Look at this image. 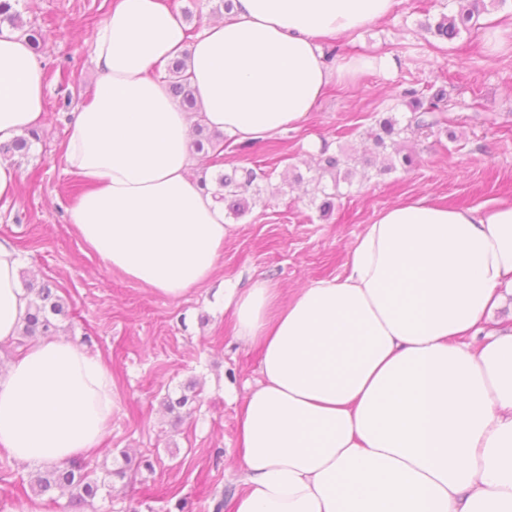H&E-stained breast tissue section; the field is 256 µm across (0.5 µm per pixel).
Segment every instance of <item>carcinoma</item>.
Segmentation results:
<instances>
[{
	"mask_svg": "<svg viewBox=\"0 0 512 512\" xmlns=\"http://www.w3.org/2000/svg\"><path fill=\"white\" fill-rule=\"evenodd\" d=\"M460 7L453 14H443L435 23L427 24V30L434 36L452 41L462 31L473 26L481 12L486 10L485 0H459ZM0 22H7L13 28L23 31L33 49L40 48L43 41L41 30L31 26L26 27L20 12L9 0H0ZM186 57L173 61L167 68L166 81L176 100L192 112L198 111L194 91L186 76ZM404 96L409 98L407 105L411 115L406 124L393 117H382L376 121V125L370 132V139L374 148L381 150L389 157V163L385 170H392L400 165L410 168L414 165L413 154L402 152L403 136L407 134H423L446 124L444 116L447 94L439 89L430 97L425 98L418 92L407 89ZM39 139L37 133H31V137H22L9 145H0V155L6 159L15 157L24 158L28 155L30 139ZM345 161L338 155L327 153L322 149L318 162L320 175H327L333 182V187H338L340 181L348 179L352 175L350 169H342ZM257 179V173L252 169L243 172L233 171L231 175L218 174L215 178L216 189L214 197L227 205V210L234 216H239L245 211L244 203L239 199L242 188L251 186ZM34 292V300L31 309L27 313L21 336L38 337L52 336L58 330V317L67 315L63 299L57 294V289L49 282L38 288H30ZM97 466L89 461H72L63 466H56L42 472L31 484L32 491L37 495L49 492H57L70 496V504L85 505L94 499L99 491L98 478L95 477Z\"/></svg>",
	"mask_w": 512,
	"mask_h": 512,
	"instance_id": "carcinoma-1",
	"label": "carcinoma"
}]
</instances>
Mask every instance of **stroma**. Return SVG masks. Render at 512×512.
I'll return each mask as SVG.
<instances>
[{"instance_id":"obj_1","label":"stroma","mask_w":512,"mask_h":512,"mask_svg":"<svg viewBox=\"0 0 512 512\" xmlns=\"http://www.w3.org/2000/svg\"><path fill=\"white\" fill-rule=\"evenodd\" d=\"M111 0H20L24 22L41 27L36 59L47 90V122L27 157L19 159L18 191L0 203V239L22 258V283L52 282L67 305L58 339L102 356L120 398L107 434L94 454L107 468L125 458L145 467L112 478L97 497L73 510L68 496L43 499L44 512H231L236 492L238 415L259 376L261 353L234 337L224 289L257 278L293 294L319 279L340 275L366 224L404 200L429 198L445 206L478 207L512 199V43L489 54L482 31L436 39L424 27L457 9L456 0H394L390 14L359 39L339 38V59L388 54L398 62L385 73L367 70L354 81L329 85L308 122L272 139L240 147L224 140V159L203 158L194 176L259 172L247 191L248 210L225 215L235 230L224 244L213 281L178 300L152 294L112 271L90 253L65 220L81 187L62 156L77 106L100 76L91 41ZM448 96L447 129L406 144L411 169L385 170L369 131L376 120L404 117L402 92L413 88ZM319 142L357 163L351 182L333 185L317 174L309 146ZM337 191L329 216L319 205ZM190 395L180 413L166 398ZM37 466L0 451V512L31 498Z\"/></svg>"}]
</instances>
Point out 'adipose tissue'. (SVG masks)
Returning a JSON list of instances; mask_svg holds the SVG:
<instances>
[{"mask_svg": "<svg viewBox=\"0 0 512 512\" xmlns=\"http://www.w3.org/2000/svg\"><path fill=\"white\" fill-rule=\"evenodd\" d=\"M393 0H232L189 34L164 0H112L92 61L101 81L64 148L82 193L67 209L102 262L151 293L208 285L231 228L190 174L191 113L166 66L186 58L204 124L248 142L304 124L336 66L320 44L387 16ZM26 38L0 27V143L46 122ZM0 240V343L31 300ZM512 297V201L428 198L378 213L342 275L293 295L268 280L224 291L239 340L261 351L239 416L232 512H512V329H483ZM119 408L109 365L60 340L0 370V450L23 463L91 458Z\"/></svg>", "mask_w": 512, "mask_h": 512, "instance_id": "ef3b65f1", "label": "adipose tissue"}]
</instances>
